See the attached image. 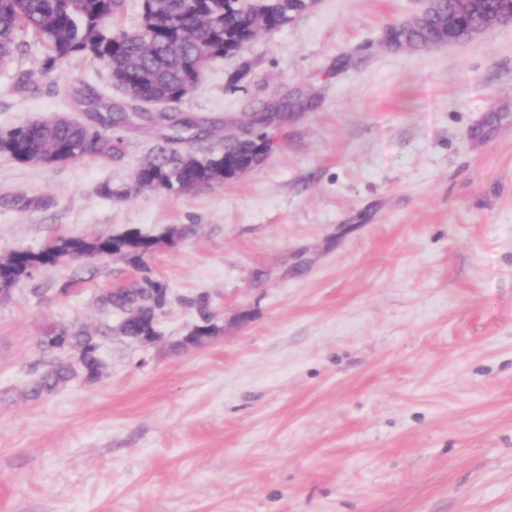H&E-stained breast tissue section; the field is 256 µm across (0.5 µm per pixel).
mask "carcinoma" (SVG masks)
Here are the masks:
<instances>
[{"mask_svg":"<svg viewBox=\"0 0 512 512\" xmlns=\"http://www.w3.org/2000/svg\"><path fill=\"white\" fill-rule=\"evenodd\" d=\"M120 6L121 0H0L1 66L24 54L18 34L27 30L43 48L42 72L52 71L69 57L91 55L126 84L129 97L125 103L106 106L93 88L77 89L76 98L89 122H34L0 128V155L21 163L45 164L112 158L121 153L123 144L120 137L112 136V129L139 121H165L171 133L162 137L153 155L134 173L135 182L143 188L174 193L180 183L220 184L224 161L251 163L249 142L233 136L218 152L195 150L191 144L204 140L196 122L166 113L155 116L141 104L178 103L196 88L208 59L238 53L247 36L304 13L309 0H259L255 5L250 0H142L146 31L114 35L106 22ZM500 12L512 22L509 0H482V11L472 15L469 24L478 25L484 15ZM443 36L445 32L429 23L399 38L427 45ZM185 132L189 133L188 158L170 145ZM152 251L148 242L138 250L130 239L111 236L93 240L60 237L38 251L17 248L0 258V293H9L34 271L55 266L66 255L73 261L115 257L143 270L144 257ZM101 301L109 308H137L138 317L123 332L150 336L156 311L168 303V286L146 274L129 285L109 289ZM185 303L197 307L206 334L217 335L208 299L201 296ZM110 334V329L95 335L72 326L43 337L37 347L44 357L39 362L44 370L30 387L31 395L39 397L74 378L95 381L102 338Z\"/></svg>","mask_w":512,"mask_h":512,"instance_id":"obj_1","label":"carcinoma"}]
</instances>
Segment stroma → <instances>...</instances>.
<instances>
[{
	"label": "stroma",
	"mask_w": 512,
	"mask_h": 512,
	"mask_svg": "<svg viewBox=\"0 0 512 512\" xmlns=\"http://www.w3.org/2000/svg\"><path fill=\"white\" fill-rule=\"evenodd\" d=\"M423 0H314L175 104L220 150L265 104L274 152L186 194L137 188L165 133L67 164L0 157V256L130 228L173 302L159 337L104 340L99 378L31 397L39 337L123 315L121 260L43 268L0 295V512H512V25L390 42ZM0 67V127L121 101L100 62ZM32 73L34 88L21 73ZM112 196H105L104 188ZM210 300L218 335L184 343Z\"/></svg>",
	"instance_id": "obj_1"
}]
</instances>
